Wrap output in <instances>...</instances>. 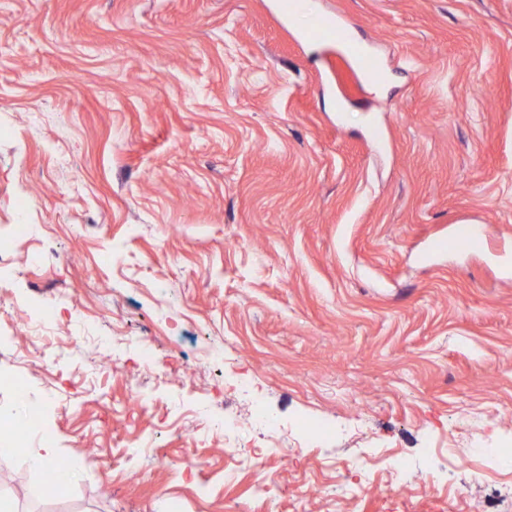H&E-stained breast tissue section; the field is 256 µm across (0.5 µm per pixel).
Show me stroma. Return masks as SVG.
<instances>
[{"instance_id":"stroma-1","label":"stroma","mask_w":512,"mask_h":512,"mask_svg":"<svg viewBox=\"0 0 512 512\" xmlns=\"http://www.w3.org/2000/svg\"><path fill=\"white\" fill-rule=\"evenodd\" d=\"M311 2L0 0V234L39 229L0 411L97 462L45 502L0 437L16 512H512L511 472L450 455L512 447V0ZM339 16L381 79L305 39ZM256 399L284 432L239 464ZM312 417L336 436L300 447ZM225 437V440L227 441L228 444V447L226 448H231L227 454L229 456H232V458L238 462H252L255 461L256 459H260L262 455L265 454L267 448H270H263L258 446L248 447V449H246L245 446H241V444L235 437H232L230 435H225Z\"/></svg>"}]
</instances>
